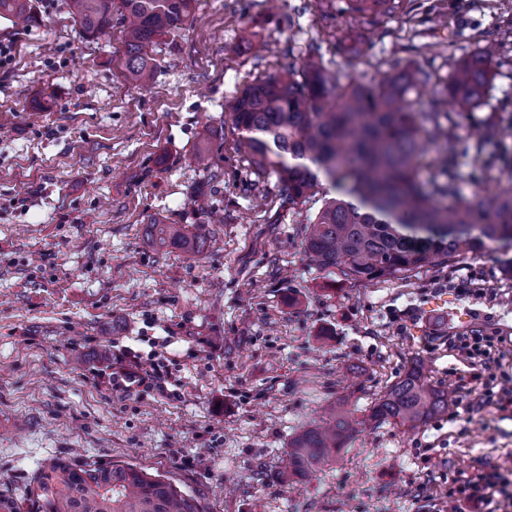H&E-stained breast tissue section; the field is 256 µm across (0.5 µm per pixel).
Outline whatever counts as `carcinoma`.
Here are the masks:
<instances>
[{
  "label": "carcinoma",
  "instance_id": "carcinoma-1",
  "mask_svg": "<svg viewBox=\"0 0 512 512\" xmlns=\"http://www.w3.org/2000/svg\"><path fill=\"white\" fill-rule=\"evenodd\" d=\"M195 0H68L88 37L112 28V12L128 21L123 77L133 86L153 78L150 50L180 30ZM396 0H344L336 12L353 19L397 10ZM0 16L34 20L30 0H0ZM512 67L509 56L488 47L452 68L441 90L443 106L419 112L430 72L408 67L384 72L374 86L344 83L310 51L299 64L267 74L237 97L232 116L239 152L259 172H273L288 185V205L322 193L323 204L306 218L305 250L321 269L337 268L356 285L392 279L445 263L460 251L497 241L512 242V167L498 171L507 186L491 198L461 193L464 175L456 161L458 135L484 106L497 72ZM498 124L475 131L473 158L494 139ZM445 142L428 179L420 161L428 139ZM145 235L156 246L199 255L210 240L206 224L187 228L153 221ZM448 392L431 385L415 364L374 404L368 419L393 420L416 428L448 410ZM355 431L350 412L334 409L330 420L310 425L289 443L288 463L275 475L286 485L315 468L336 463ZM28 500L39 512H206L197 497L170 481L129 465L62 458L41 466L31 478Z\"/></svg>",
  "mask_w": 512,
  "mask_h": 512
}]
</instances>
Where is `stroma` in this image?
Instances as JSON below:
<instances>
[{"instance_id":"stroma-1","label":"stroma","mask_w":512,"mask_h":512,"mask_svg":"<svg viewBox=\"0 0 512 512\" xmlns=\"http://www.w3.org/2000/svg\"><path fill=\"white\" fill-rule=\"evenodd\" d=\"M32 7L31 25L0 18V491L21 512L54 457L161 474L207 512H448L449 488L512 469V422L470 412L481 392L452 346L485 330L512 371V246L349 284L304 250L321 196L289 206L237 152L231 112L312 45L366 85L410 61L445 76L477 47L512 51V0L329 21V0H197L144 87L122 77L120 15L89 39L66 0ZM362 36L363 55L334 48ZM205 140L207 169L193 158ZM200 200L220 218L200 255L147 241L154 219L208 221ZM124 345L165 356L170 377L114 388ZM416 361L451 387L447 412L414 430L369 422ZM339 404L359 427L336 464L277 483L293 435Z\"/></svg>"}]
</instances>
